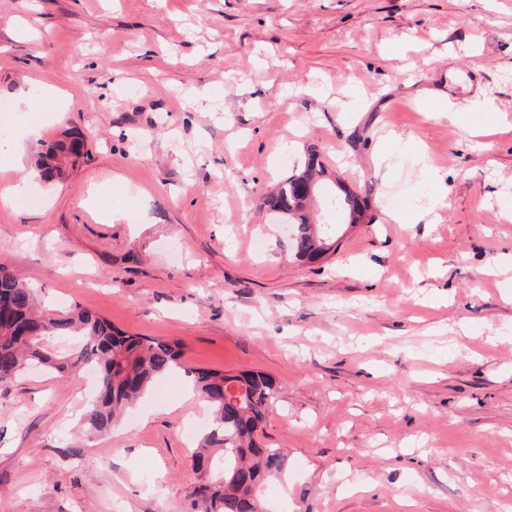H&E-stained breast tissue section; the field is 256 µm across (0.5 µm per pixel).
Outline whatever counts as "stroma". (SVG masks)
Returning <instances> with one entry per match:
<instances>
[{
	"label": "stroma",
	"mask_w": 512,
	"mask_h": 512,
	"mask_svg": "<svg viewBox=\"0 0 512 512\" xmlns=\"http://www.w3.org/2000/svg\"><path fill=\"white\" fill-rule=\"evenodd\" d=\"M0 105L5 177L44 200L0 203V261L49 308L271 376L273 512H512V0H0ZM66 129L85 156L40 181ZM311 150L370 199L304 264L264 200ZM95 391L0 390V512H183L207 405L168 378L91 438Z\"/></svg>",
	"instance_id": "stroma-1"
}]
</instances>
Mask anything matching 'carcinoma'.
<instances>
[{
	"mask_svg": "<svg viewBox=\"0 0 512 512\" xmlns=\"http://www.w3.org/2000/svg\"><path fill=\"white\" fill-rule=\"evenodd\" d=\"M79 137L69 132L40 151L35 159L38 177L57 182L65 175L58 159L77 152ZM324 165L308 156L303 170L281 182L267 206L277 221L290 229V244L299 260L313 262L328 253L336 231L311 222L307 211L309 186L322 185ZM337 207L350 218L363 213L354 194L344 185L330 193ZM73 341L60 353L52 344ZM38 367L62 377L93 368L98 374L97 394L83 414L90 435L112 430L127 408L149 393L162 378L181 374L208 404L210 428L199 438L193 453L197 482L186 494L185 512H267L262 497L267 481L286 471L287 453L257 443L258 431L276 392L274 380L263 373L226 375L189 367L175 344L147 336L129 335L103 317L78 306L66 311H41L34 289L0 263V389Z\"/></svg>",
	"mask_w": 512,
	"mask_h": 512,
	"instance_id": "1",
	"label": "carcinoma"
}]
</instances>
